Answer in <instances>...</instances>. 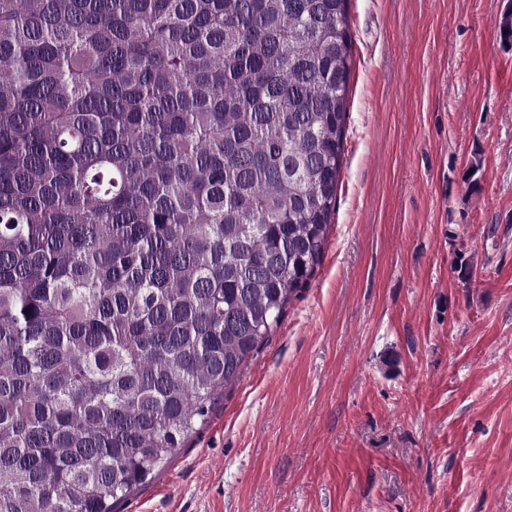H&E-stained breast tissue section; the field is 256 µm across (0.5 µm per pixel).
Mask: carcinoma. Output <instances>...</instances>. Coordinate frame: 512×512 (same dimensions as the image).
I'll return each instance as SVG.
<instances>
[{
    "mask_svg": "<svg viewBox=\"0 0 512 512\" xmlns=\"http://www.w3.org/2000/svg\"><path fill=\"white\" fill-rule=\"evenodd\" d=\"M349 0H0V512H113L320 264Z\"/></svg>",
    "mask_w": 512,
    "mask_h": 512,
    "instance_id": "obj_1",
    "label": "carcinoma"
}]
</instances>
